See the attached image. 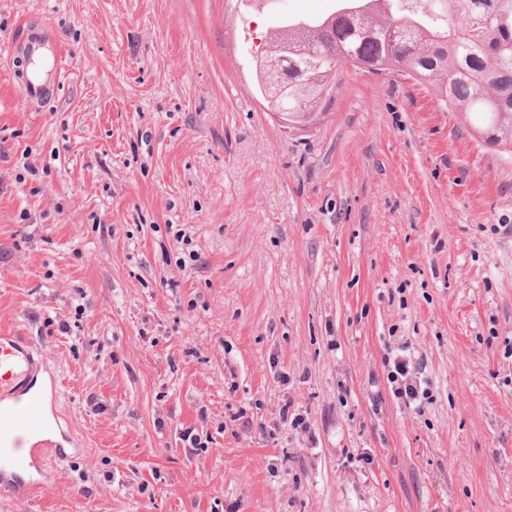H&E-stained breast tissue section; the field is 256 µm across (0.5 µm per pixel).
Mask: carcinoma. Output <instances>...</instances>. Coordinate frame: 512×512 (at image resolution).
<instances>
[{
  "mask_svg": "<svg viewBox=\"0 0 512 512\" xmlns=\"http://www.w3.org/2000/svg\"><path fill=\"white\" fill-rule=\"evenodd\" d=\"M327 16L316 26L285 24L288 86L275 98L256 76L272 112L308 122L327 111L339 72L350 65L397 74L430 90L444 106L476 118L484 141L512 150V0H426L433 9L405 8Z\"/></svg>",
  "mask_w": 512,
  "mask_h": 512,
  "instance_id": "carcinoma-1",
  "label": "carcinoma"
}]
</instances>
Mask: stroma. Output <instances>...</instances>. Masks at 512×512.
<instances>
[{
	"label": "stroma",
	"instance_id": "35a3bbf8",
	"mask_svg": "<svg viewBox=\"0 0 512 512\" xmlns=\"http://www.w3.org/2000/svg\"><path fill=\"white\" fill-rule=\"evenodd\" d=\"M339 4L0 0L66 52L40 112L0 55V333L74 449L0 512H512V155L351 66L283 127L266 35ZM399 353L387 359L388 369L387 380L392 384V392L396 398L404 399L410 406L413 402L428 400L430 398L429 388L426 381L420 377L412 360L402 354L406 350L398 349Z\"/></svg>",
	"mask_w": 512,
	"mask_h": 512
}]
</instances>
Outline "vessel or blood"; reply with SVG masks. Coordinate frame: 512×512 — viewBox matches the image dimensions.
I'll list each match as a JSON object with an SVG mask.
<instances>
[{
	"label": "vessel or blood",
	"instance_id": "b4317fda",
	"mask_svg": "<svg viewBox=\"0 0 512 512\" xmlns=\"http://www.w3.org/2000/svg\"><path fill=\"white\" fill-rule=\"evenodd\" d=\"M40 64L37 73L19 77L23 96L33 105L50 101L63 80V47L46 25L22 22L5 45ZM60 391L58 378L44 365L34 342L0 335V491L24 499L45 490L51 464L69 457L53 439L52 413Z\"/></svg>",
	"mask_w": 512,
	"mask_h": 512
}]
</instances>
